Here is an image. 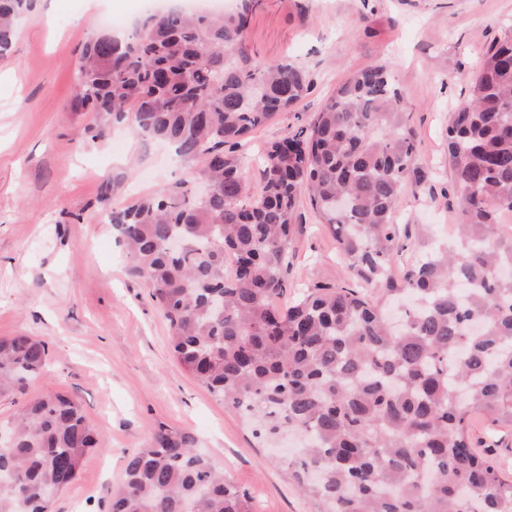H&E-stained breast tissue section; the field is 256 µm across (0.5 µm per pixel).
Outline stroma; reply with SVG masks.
Segmentation results:
<instances>
[{"instance_id":"obj_1","label":"stroma","mask_w":512,"mask_h":512,"mask_svg":"<svg viewBox=\"0 0 512 512\" xmlns=\"http://www.w3.org/2000/svg\"><path fill=\"white\" fill-rule=\"evenodd\" d=\"M146 13V0H100L91 14L86 0H35L11 54L0 59V337L47 343L46 369L26 397L76 396L102 444L51 510L107 512L128 456L163 424L195 436L199 451L248 493L254 512H317L288 466L297 440L267 447L179 366L147 282L130 274L115 230L100 220L105 179L122 176L116 202L123 205L189 175L166 145L124 128L80 145L87 118L66 110L87 39L104 30L131 35ZM509 24L512 0H261L249 24L250 53L265 65L306 68L312 88L294 111L243 141L237 154L246 183L259 187L264 148L297 117L319 111L355 71L385 64L418 135L424 174L398 201L397 231L409 243L392 268L401 277L424 243L453 237L448 114L468 98L470 75ZM295 224L283 305L311 282L347 281L336 241L308 197L297 202ZM470 434L475 449L492 451L501 475L512 479V428L477 415Z\"/></svg>"}]
</instances>
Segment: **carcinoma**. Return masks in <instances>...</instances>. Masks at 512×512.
I'll return each instance as SVG.
<instances>
[{
	"label": "carcinoma",
	"mask_w": 512,
	"mask_h": 512,
	"mask_svg": "<svg viewBox=\"0 0 512 512\" xmlns=\"http://www.w3.org/2000/svg\"><path fill=\"white\" fill-rule=\"evenodd\" d=\"M258 3L171 7L126 39L85 42L68 101L90 115L82 143L128 124L191 167L189 179L125 207L112 206L119 177L105 180L104 218L167 319L178 364L255 436L306 438L291 465L322 512H512V480L468 432L475 413L512 426V234L499 224L512 212V25L448 119L457 243L417 256L396 280V202L424 174L386 66L357 71L269 144L259 192L243 178L235 149L311 87L302 66L254 62L246 41ZM33 7L0 0V58ZM303 194L360 287L315 282L281 307ZM47 360L41 340L1 338L0 396L24 395ZM1 429L11 446L0 471L11 477L0 480V512H49L45 490L68 489L100 448L65 393L25 401ZM109 512L252 510L192 436L161 425L128 456Z\"/></svg>",
	"instance_id": "carcinoma-1"
}]
</instances>
